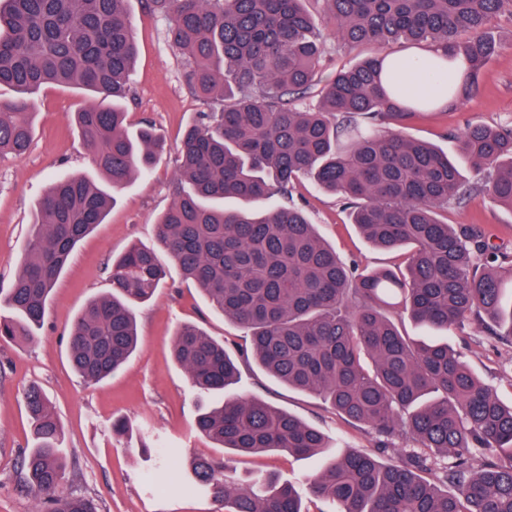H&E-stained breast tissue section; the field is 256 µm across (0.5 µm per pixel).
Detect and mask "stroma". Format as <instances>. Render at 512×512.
I'll return each instance as SVG.
<instances>
[{"mask_svg":"<svg viewBox=\"0 0 512 512\" xmlns=\"http://www.w3.org/2000/svg\"><path fill=\"white\" fill-rule=\"evenodd\" d=\"M128 11L139 45L132 73L127 123L137 127L150 121L166 140L151 174L133 180L117 197L104 224L84 238L57 282L49 302L47 321L37 342L0 340V512H35L36 495L23 481L19 461L32 446L23 395L29 385L42 388L56 408L63 427L66 471L61 489L91 497L99 512H215L208 494H187L178 481L198 456L220 457L195 430L200 399L188 374L173 360L171 338L190 323L230 348L246 347L250 339L236 323L213 311L205 296L184 280L174 262L154 296L136 309L141 344L126 366L108 380L88 385L73 370L67 332L78 313L92 299L110 290L113 257L139 241L154 244L153 224L172 202L181 133L208 105L188 86L184 58L167 39V19L145 0H129ZM501 50L481 71L480 91L453 107L414 120L407 135L456 154V132L470 124L498 125L512 120V14L492 23ZM324 53L318 77L304 103L318 105L321 90L342 67L374 54L371 45L345 47L332 30H325ZM83 100L71 89L42 88L35 98L36 120L29 150L21 156L0 157V289L8 288L22 259V242L30 216L45 188L63 175H89L90 156L67 118ZM294 202L305 209L320 234L347 263L368 270L399 267L396 251L375 249L350 224L345 205L320 192L308 179L298 180ZM452 224H482L495 244L512 253V210L478 197L449 208ZM451 346L495 389L512 403V343L499 342L472 329L456 331ZM241 392L265 400L321 429L334 443L335 454L370 450L373 436L339 418L321 399L289 389L257 365L242 370ZM134 426L132 440L113 435L114 419ZM154 452L170 449L163 475L144 482L149 464L142 452L145 439ZM326 463L324 456L300 459L277 452L234 456L238 473H273L280 479L306 485Z\"/></svg>","mask_w":512,"mask_h":512,"instance_id":"obj_1","label":"stroma"}]
</instances>
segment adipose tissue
<instances>
[{
	"instance_id": "1",
	"label": "adipose tissue",
	"mask_w": 512,
	"mask_h": 512,
	"mask_svg": "<svg viewBox=\"0 0 512 512\" xmlns=\"http://www.w3.org/2000/svg\"><path fill=\"white\" fill-rule=\"evenodd\" d=\"M449 49L434 46L417 53L404 54L403 66L393 73V78L405 96H425L441 99L440 84L447 76Z\"/></svg>"
}]
</instances>
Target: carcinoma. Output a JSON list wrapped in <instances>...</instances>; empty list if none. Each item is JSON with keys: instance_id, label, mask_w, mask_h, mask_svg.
<instances>
[{"instance_id": "cac0c4a2", "label": "carcinoma", "mask_w": 512, "mask_h": 512, "mask_svg": "<svg viewBox=\"0 0 512 512\" xmlns=\"http://www.w3.org/2000/svg\"><path fill=\"white\" fill-rule=\"evenodd\" d=\"M128 0H0V156L21 155L33 135L34 95L46 84L89 96L71 115L102 188L84 177L52 181L35 207L23 258L0 298V336L35 340L72 253L104 223L116 195L147 174L164 141L144 123L125 124L138 47ZM307 0H150L168 19L167 38L185 58L187 82L217 105L184 131L172 204L156 219L157 247L131 243L112 259L110 291L75 319L68 357L87 384L134 355V307L166 275L165 252L211 308L247 330L251 355L288 388L319 397L405 454L383 463L367 451L328 455L310 481L336 512H512V404L505 405L445 341L420 343L403 316L451 332L494 325L512 338V254L482 224H450L451 205L483 196L512 210V122L471 124L459 135L474 180L405 128L433 108L384 87L377 54L336 72L320 104L301 111L323 51ZM323 22L345 46L443 45L467 67L448 70V105L478 91L497 55L491 19L512 0H321ZM310 178L350 209L374 246L406 251L404 269L358 271L288 204ZM172 355L201 398L198 431L241 454L309 457L325 436L287 411L234 390L239 357L193 324L177 329ZM34 447L20 471L38 512H98L64 493L62 426L46 394L24 395ZM452 484L455 491L442 486ZM180 488L210 494L224 512H310L299 491L273 475L238 477L224 459L200 456Z\"/></svg>"}]
</instances>
